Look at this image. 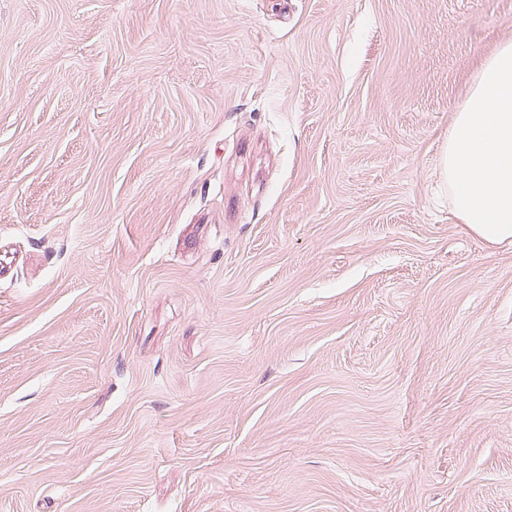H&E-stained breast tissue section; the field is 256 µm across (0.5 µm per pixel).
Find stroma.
<instances>
[{"label": "stroma", "mask_w": 512, "mask_h": 512, "mask_svg": "<svg viewBox=\"0 0 512 512\" xmlns=\"http://www.w3.org/2000/svg\"><path fill=\"white\" fill-rule=\"evenodd\" d=\"M512 0H0V512H512V242L441 157Z\"/></svg>", "instance_id": "1"}]
</instances>
